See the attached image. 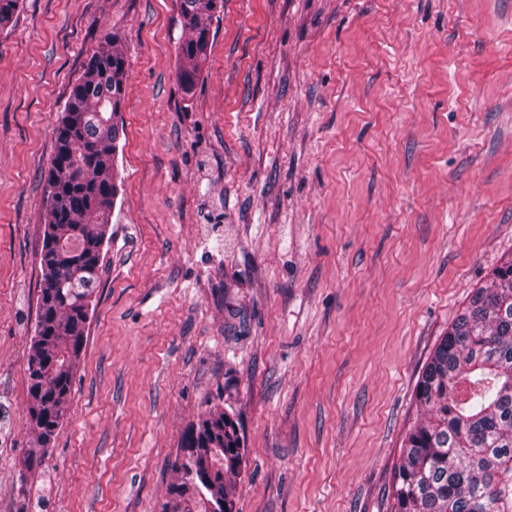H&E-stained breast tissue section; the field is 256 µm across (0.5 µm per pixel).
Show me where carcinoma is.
<instances>
[{"mask_svg":"<svg viewBox=\"0 0 512 512\" xmlns=\"http://www.w3.org/2000/svg\"><path fill=\"white\" fill-rule=\"evenodd\" d=\"M184 39L179 79L191 89L224 0H176ZM22 0H0V31ZM128 75L121 41L105 35L74 86L55 131L47 188L35 336L27 367L34 446L42 466L64 420L100 279L116 195L115 120ZM424 419L409 430L392 485L390 512H512V260L495 268L434 349L416 390ZM182 477L163 512H234L243 459L234 420L213 408L185 434Z\"/></svg>","mask_w":512,"mask_h":512,"instance_id":"cac0c4a2","label":"carcinoma"}]
</instances>
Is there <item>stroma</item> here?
I'll list each match as a JSON object with an SVG mask.
<instances>
[{"instance_id": "1", "label": "stroma", "mask_w": 512, "mask_h": 512, "mask_svg": "<svg viewBox=\"0 0 512 512\" xmlns=\"http://www.w3.org/2000/svg\"><path fill=\"white\" fill-rule=\"evenodd\" d=\"M123 41L117 197L72 400L28 470L55 129ZM25 0L0 34V512H162L237 422L235 512H389L417 381L512 258V0ZM184 39L179 46V79L190 90L197 79L200 59L209 43L210 27L224 6L223 0H176Z\"/></svg>"}]
</instances>
